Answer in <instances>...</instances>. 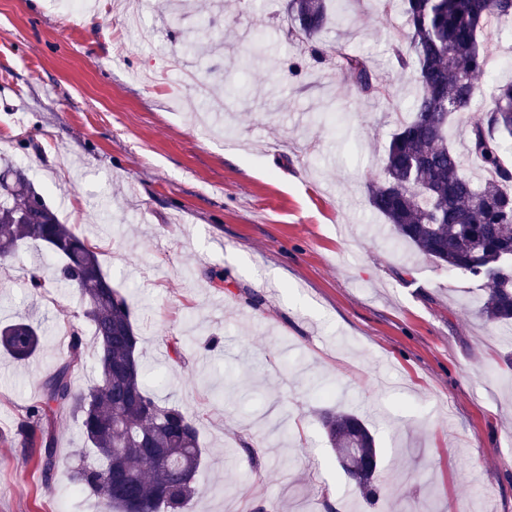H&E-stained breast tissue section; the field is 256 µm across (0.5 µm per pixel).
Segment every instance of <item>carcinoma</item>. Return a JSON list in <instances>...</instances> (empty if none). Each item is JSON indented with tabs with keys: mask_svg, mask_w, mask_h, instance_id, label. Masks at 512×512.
I'll return each instance as SVG.
<instances>
[{
	"mask_svg": "<svg viewBox=\"0 0 512 512\" xmlns=\"http://www.w3.org/2000/svg\"><path fill=\"white\" fill-rule=\"evenodd\" d=\"M404 14L408 33L391 45L399 67L411 70L416 91L384 153L383 178L368 190L369 206L391 226L394 239L441 267L483 281L480 308L489 321L512 322V82L497 84L477 115L469 113L476 80L488 73L492 36L512 26V11L499 0H380ZM335 16L328 0H288V39L314 46ZM317 59L336 58L349 89L367 102L398 106L389 79L370 57L344 42ZM459 118L465 152L448 141ZM479 165L477 178L464 158ZM27 244L43 246L53 264L29 270V286L52 284L79 291V323L67 352L42 381L39 399L20 415L5 440L37 458L45 479L57 474L55 416L76 419L84 448L70 478L96 494L106 512H184L201 492L204 449L196 420L179 406L157 399L147 384L139 352L134 308L112 284L97 247L62 223L22 168L0 164V268L8 269ZM96 344L94 376L79 391L74 373L84 366L83 326ZM44 335L29 314L0 323V351L17 361L31 358ZM322 428L348 481L368 500L380 496L375 482L379 451L367 422L354 410L321 412Z\"/></svg>",
	"mask_w": 512,
	"mask_h": 512,
	"instance_id": "cac0c4a2",
	"label": "carcinoma"
}]
</instances>
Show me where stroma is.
Returning a JSON list of instances; mask_svg holds the SVG:
<instances>
[{"instance_id": "35a3bbf8", "label": "stroma", "mask_w": 512, "mask_h": 512, "mask_svg": "<svg viewBox=\"0 0 512 512\" xmlns=\"http://www.w3.org/2000/svg\"><path fill=\"white\" fill-rule=\"evenodd\" d=\"M87 2L70 22L50 0H0V156L100 246L151 389L198 420L205 491L188 512H512V326L486 322L484 289L395 244L367 203L396 111L288 41L287 0ZM204 19L221 49L186 53ZM404 28L355 0L316 42L367 54L404 99L388 51ZM325 110L336 127L314 124ZM49 263L31 245L0 273V320L46 321L28 362L0 355L1 435L77 322L76 290L27 286ZM349 397L380 452L374 505L319 420ZM0 512L103 505L0 445Z\"/></svg>"}]
</instances>
